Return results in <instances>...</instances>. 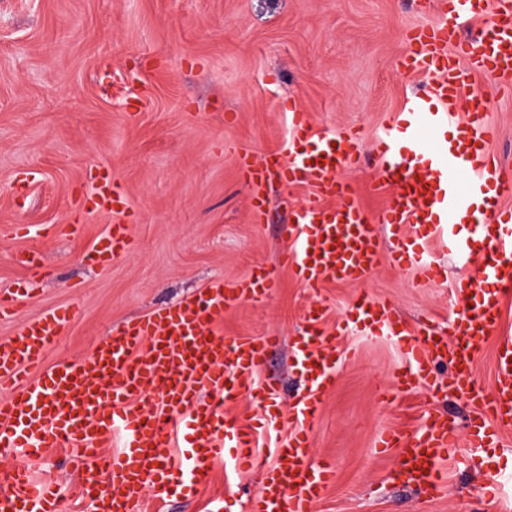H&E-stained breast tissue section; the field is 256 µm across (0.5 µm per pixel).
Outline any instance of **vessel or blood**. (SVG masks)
I'll return each instance as SVG.
<instances>
[{
  "label": "vessel or blood",
  "mask_w": 512,
  "mask_h": 512,
  "mask_svg": "<svg viewBox=\"0 0 512 512\" xmlns=\"http://www.w3.org/2000/svg\"><path fill=\"white\" fill-rule=\"evenodd\" d=\"M435 21L407 34L403 69L425 76L396 121L381 123L376 166L369 181L375 193L389 194L378 211L362 207L344 170L362 167L359 133L346 127L336 135L318 134L307 113L292 114L287 152L239 158L241 177L251 190L249 210L261 223L269 199L266 186L277 175L284 186L306 184L314 194L292 213L294 239L280 252L281 265L316 290L327 283L363 284L383 260L400 268L417 267L436 283L444 267L431 261L427 245L460 223L471 230L448 248L465 275L456 284L460 308L438 326L410 324L392 302L361 294L347 321L358 331L418 337L400 386L420 384L468 396L473 415L469 447L500 443L512 429V340L499 346L490 394L476 391L473 364L486 339L500 324L512 296V208L500 199L512 192V167L492 153L497 130L484 93L474 90L475 75L512 89V0H436ZM487 18L473 39L459 35V20ZM487 214L476 215L475 196ZM93 214L127 215L129 201L111 179L99 178L84 199ZM132 246L128 224L111 225L90 252L101 269ZM277 280L273 268L258 265L242 278L219 282L146 316L126 321L85 358L50 368L42 363L73 310L50 309L0 341V447L18 448L31 459L49 449L66 448L81 460V490L95 512H141L145 489L164 500L183 487L208 482L213 461L237 449V467L260 481L249 498V512H314L334 469L312 459L311 445L325 396L336 383L341 352L334 332L315 327V312L293 344L306 385L290 405L292 431L273 450L272 462L252 451L250 426L223 412L224 397L252 396L265 402L274 384L253 378L279 339L274 335L225 339L215 323L227 309L268 297ZM35 291L34 280L18 282L0 294V319L10 318L18 298ZM438 361L452 371L440 381ZM187 452L175 457L174 434ZM119 453L104 456L114 437ZM446 414H430L416 432L387 431L379 447L396 456L392 481L436 498L446 482L443 466L459 439ZM58 489L33 482L17 468L0 473V512H59Z\"/></svg>",
  "instance_id": "b4317fda"
}]
</instances>
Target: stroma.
<instances>
[{
    "mask_svg": "<svg viewBox=\"0 0 512 512\" xmlns=\"http://www.w3.org/2000/svg\"><path fill=\"white\" fill-rule=\"evenodd\" d=\"M430 0H0V292L33 278L36 291L13 318L0 320V340L29 319L69 305L78 313L46 353L45 366L90 354L124 321L174 304L225 278L275 264L287 236L288 212L312 194L306 185L273 186L263 223L250 219L249 190L237 154L284 150L293 110L309 113L317 132L359 130L372 153L378 126L402 111L420 83L400 60L406 35L436 20ZM501 134L494 144L512 165V90L475 80ZM235 114L226 123L225 114ZM109 173L129 197L134 244L104 271L87 256L113 222L88 215L82 198L92 179ZM13 224L39 235H13ZM78 225L70 235L65 225ZM38 249L39 269L22 264ZM448 280L422 283L414 268L382 265L365 286L331 283L321 294L285 268L269 299L225 311L216 327L225 337L279 336L257 374L276 380L273 400H225V414L263 419L255 453L270 458L289 432L288 410L300 387L291 338L313 306L323 328L340 329L346 360L326 398L313 440L314 461L334 463L336 476L316 512H500L512 504V431L503 447L482 449L485 466L504 474L501 496L484 503L471 490L482 479L458 444L446 462L440 496L391 484L393 452L376 439L388 430H414L446 412L465 431V399L425 387L393 391L380 402L374 379L392 383L407 364L411 337L367 336L345 329L360 291L392 302L411 323H443L458 308L452 279L458 268L447 237L431 244ZM512 338V300L498 334L475 363L478 391L494 384L501 339ZM233 449L212 465L208 484L157 501L144 512H205L223 498L224 512H247L258 479L236 469ZM28 466L61 491V512H92L64 449L27 461L20 449L0 448V469Z\"/></svg>",
    "mask_w": 512,
    "mask_h": 512,
    "instance_id": "stroma-1",
    "label": "stroma"
}]
</instances>
